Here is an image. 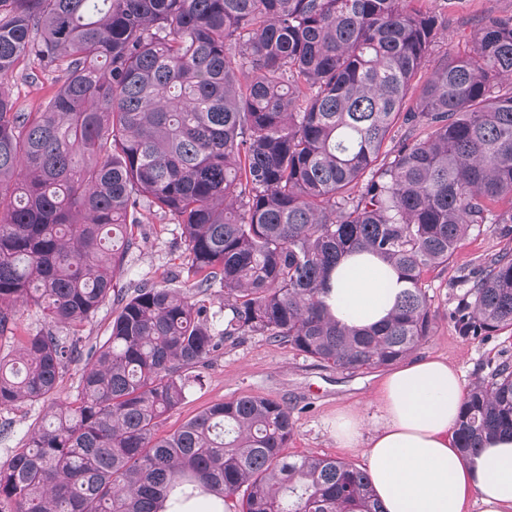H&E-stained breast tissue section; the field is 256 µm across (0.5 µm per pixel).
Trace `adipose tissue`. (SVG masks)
I'll list each match as a JSON object with an SVG mask.
<instances>
[{"mask_svg": "<svg viewBox=\"0 0 512 512\" xmlns=\"http://www.w3.org/2000/svg\"><path fill=\"white\" fill-rule=\"evenodd\" d=\"M337 319L370 327L386 319L403 283L368 253L345 255L326 282ZM466 393L447 360L404 362L382 379L373 402L379 415L336 412L332 435L341 448L361 449L373 492L386 512H512V436L488 439L463 456L453 431Z\"/></svg>", "mask_w": 512, "mask_h": 512, "instance_id": "1", "label": "adipose tissue"}]
</instances>
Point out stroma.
<instances>
[{"label": "stroma", "instance_id": "35a3bbf8", "mask_svg": "<svg viewBox=\"0 0 512 512\" xmlns=\"http://www.w3.org/2000/svg\"><path fill=\"white\" fill-rule=\"evenodd\" d=\"M422 6L448 18V28L433 48L431 60L435 63L467 52L483 18L512 13V0H464L458 8L448 7L446 0H423ZM0 84L25 112L38 111L53 89L49 80L32 81L20 68L0 77ZM138 237L139 247L125 261L120 287L131 290L144 281L162 285L174 274L179 275L182 285H189L179 224L151 215L140 225ZM506 251H512V234L502 232L497 224L476 226L459 242L447 265L426 274L425 289L438 318L431 335L415 350V357L448 359L468 385L489 377L503 360L512 361V329L484 338H465L459 336L452 318L467 291L463 276L477 271L484 260ZM195 372L196 382L183 403L162 421L159 434L173 432L213 403L249 394L267 396L293 410L290 455L328 456L360 467L364 464L360 450L337 447L331 424L342 407L375 414L372 399L388 369L380 366L351 374L325 368L288 344L249 334L225 340ZM43 414L42 405L30 402L0 410V461L23 446L31 424Z\"/></svg>", "mask_w": 512, "mask_h": 512}]
</instances>
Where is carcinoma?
Here are the masks:
<instances>
[{
  "mask_svg": "<svg viewBox=\"0 0 512 512\" xmlns=\"http://www.w3.org/2000/svg\"><path fill=\"white\" fill-rule=\"evenodd\" d=\"M411 2L0 0V75L24 63L58 85L35 114L0 88V335L24 305L68 329L0 358V409L45 410L0 463V512H157L194 482L224 512H384L365 469L286 453L294 421L276 399L158 426L234 336L351 373L406 357L437 320L424 274L473 225L512 224V15L484 18L472 52L418 86L445 20ZM399 121L410 135L382 160ZM146 214L183 226L192 287L224 288L220 333L179 288L117 287ZM349 250L403 279L378 325L328 312L325 278ZM467 282L461 334L511 328L512 253ZM109 300V336L81 351ZM506 433L504 360L466 392L456 441L467 457Z\"/></svg>",
  "mask_w": 512,
  "mask_h": 512,
  "instance_id": "obj_1",
  "label": "carcinoma"
}]
</instances>
